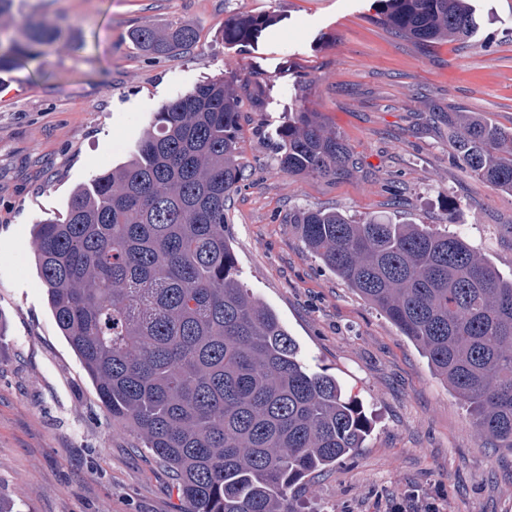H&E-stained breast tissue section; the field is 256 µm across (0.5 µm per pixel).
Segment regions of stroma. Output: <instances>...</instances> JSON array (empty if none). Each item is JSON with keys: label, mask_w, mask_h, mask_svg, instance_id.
Here are the masks:
<instances>
[{"label": "stroma", "mask_w": 512, "mask_h": 512, "mask_svg": "<svg viewBox=\"0 0 512 512\" xmlns=\"http://www.w3.org/2000/svg\"><path fill=\"white\" fill-rule=\"evenodd\" d=\"M466 44L421 49L374 17L375 0H12L14 32L61 28L0 73V497L14 512H185L171 469L100 402L60 333L35 264L36 224L76 187L132 156L162 104L208 78L261 79L243 98L244 179L225 204L239 280L271 307L313 371L334 375L371 423L363 448L294 484L296 512H512V453L482 447L468 409L413 342L306 247L290 213L339 209L430 231L466 230L512 272V194L453 161L442 114L463 105L512 129V0H475ZM274 22L247 47L237 15ZM189 23L187 52L149 59L130 32ZM318 113L356 158L342 180L294 175L274 145ZM271 22L270 17L267 18L263 15L233 17L224 23V42L237 46L250 45Z\"/></svg>", "instance_id": "1"}]
</instances>
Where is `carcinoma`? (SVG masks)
Here are the masks:
<instances>
[{
    "label": "carcinoma",
    "mask_w": 512,
    "mask_h": 512,
    "mask_svg": "<svg viewBox=\"0 0 512 512\" xmlns=\"http://www.w3.org/2000/svg\"><path fill=\"white\" fill-rule=\"evenodd\" d=\"M0 72L56 40L36 21H1ZM375 21L427 47L467 42L473 0H378ZM263 15L224 23L247 46ZM165 57L199 41L191 24L132 32ZM242 97L211 78L162 105L125 164L74 191L60 222L38 225L37 269L58 329L112 417L173 470L190 512H294L288 489L363 446L369 421L336 377L313 374L277 314L244 288L224 239V205L242 180ZM453 160L512 193V129L479 112L444 113ZM279 166L331 180L354 155L313 112L279 134ZM295 224L311 253L408 336L476 417L491 448L512 452V277L460 233L308 209Z\"/></svg>",
    "instance_id": "cac0c4a2"
}]
</instances>
